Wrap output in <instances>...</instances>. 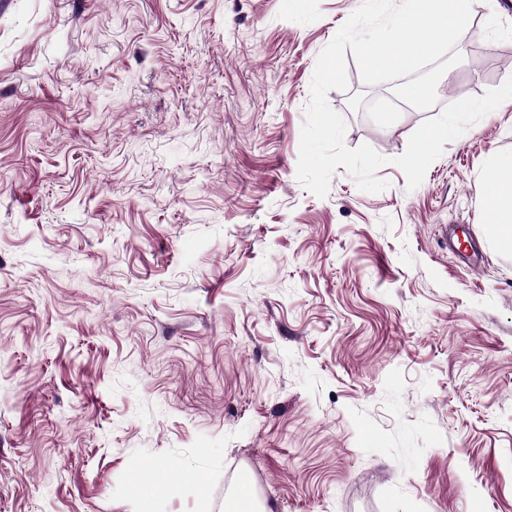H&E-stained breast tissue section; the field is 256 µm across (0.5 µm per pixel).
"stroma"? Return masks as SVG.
Masks as SVG:
<instances>
[{
	"instance_id": "1",
	"label": "stroma",
	"mask_w": 512,
	"mask_h": 512,
	"mask_svg": "<svg viewBox=\"0 0 512 512\" xmlns=\"http://www.w3.org/2000/svg\"><path fill=\"white\" fill-rule=\"evenodd\" d=\"M362 3L0 0V512H512V103L416 189L394 162L512 77V6L398 105L346 53L327 101L389 186L320 198L304 108ZM484 178L505 191L489 207V221L495 234L512 241V156L494 158L488 164Z\"/></svg>"
}]
</instances>
